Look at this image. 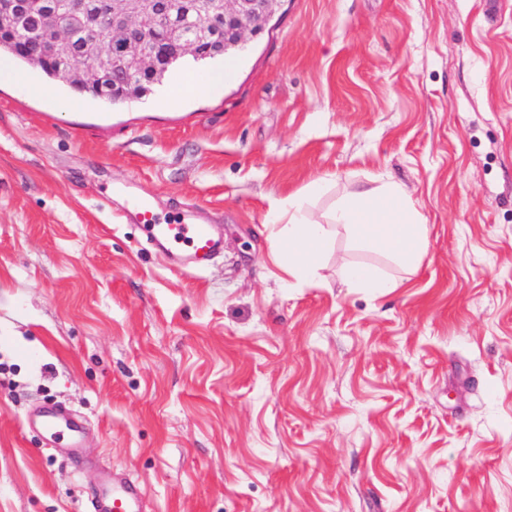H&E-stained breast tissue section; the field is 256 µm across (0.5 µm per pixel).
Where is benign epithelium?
Wrapping results in <instances>:
<instances>
[{"instance_id": "7a95c632", "label": "benign epithelium", "mask_w": 512, "mask_h": 512, "mask_svg": "<svg viewBox=\"0 0 512 512\" xmlns=\"http://www.w3.org/2000/svg\"><path fill=\"white\" fill-rule=\"evenodd\" d=\"M280 3L207 0V17L199 20L195 0H68L63 12L52 0H0V24L35 63L54 60L100 85L121 84L159 68L158 49L147 46L150 35L166 32L163 53L171 59L199 53L205 33L208 50L219 53L261 32ZM100 23L109 26L111 41L95 38Z\"/></svg>"}]
</instances>
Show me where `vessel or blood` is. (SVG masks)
<instances>
[{
    "label": "vessel or blood",
    "instance_id": "vessel-or-blood-1",
    "mask_svg": "<svg viewBox=\"0 0 512 512\" xmlns=\"http://www.w3.org/2000/svg\"><path fill=\"white\" fill-rule=\"evenodd\" d=\"M127 213L138 224L147 242L163 254L177 258L184 270H200L211 256L224 249V241L214 235L212 225L193 223L186 216L175 224L161 223L148 199H134ZM41 428L51 442L63 441L72 448L81 445L78 428L62 427L59 413L46 414ZM100 496L106 504L104 512H142L131 483L102 486Z\"/></svg>",
    "mask_w": 512,
    "mask_h": 512
}]
</instances>
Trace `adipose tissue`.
Here are the masks:
<instances>
[{"label":"adipose tissue","mask_w":512,"mask_h":512,"mask_svg":"<svg viewBox=\"0 0 512 512\" xmlns=\"http://www.w3.org/2000/svg\"><path fill=\"white\" fill-rule=\"evenodd\" d=\"M323 189V183H313L308 194L289 197L272 210L275 223L281 226L275 260L290 278L315 275L328 244V224L313 220L307 206L309 195ZM331 222L342 226L363 249L391 257L406 270L415 268L427 249L421 214L406 190L392 182L351 193L332 213Z\"/></svg>","instance_id":"ef3b65f1"}]
</instances>
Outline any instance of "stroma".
Wrapping results in <instances>:
<instances>
[{
  "mask_svg": "<svg viewBox=\"0 0 512 512\" xmlns=\"http://www.w3.org/2000/svg\"><path fill=\"white\" fill-rule=\"evenodd\" d=\"M234 64L174 107L0 85V512H93L115 476L143 512H512V0H283ZM319 179L298 282L271 210ZM388 182L427 226L409 272L330 223ZM126 183L223 252L176 269ZM342 272L351 288H371L382 292L388 288L398 287L396 280L386 279L366 267L346 265ZM41 428L48 439L53 443L65 441L70 448H81V439L79 430L75 426L62 428L60 415L57 412L46 414L41 420Z\"/></svg>",
  "mask_w": 512,
  "mask_h": 512,
  "instance_id": "1",
  "label": "stroma"
}]
</instances>
